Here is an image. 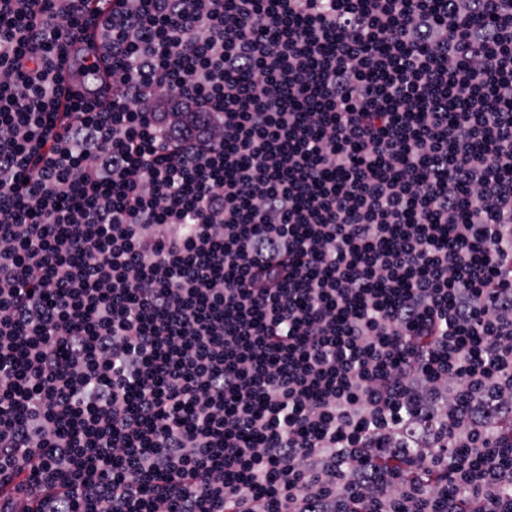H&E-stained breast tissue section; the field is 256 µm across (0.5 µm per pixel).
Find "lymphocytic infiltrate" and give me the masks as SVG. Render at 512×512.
I'll use <instances>...</instances> for the list:
<instances>
[{
    "label": "lymphocytic infiltrate",
    "instance_id": "f902f5d3",
    "mask_svg": "<svg viewBox=\"0 0 512 512\" xmlns=\"http://www.w3.org/2000/svg\"><path fill=\"white\" fill-rule=\"evenodd\" d=\"M90 5L0 0V512H512V0Z\"/></svg>",
    "mask_w": 512,
    "mask_h": 512
}]
</instances>
